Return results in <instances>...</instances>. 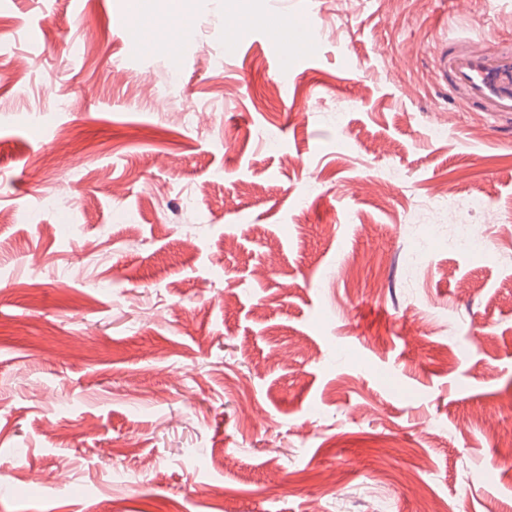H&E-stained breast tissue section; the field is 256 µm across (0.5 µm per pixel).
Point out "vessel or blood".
<instances>
[{
	"mask_svg": "<svg viewBox=\"0 0 512 512\" xmlns=\"http://www.w3.org/2000/svg\"><path fill=\"white\" fill-rule=\"evenodd\" d=\"M435 68L467 109L512 115V49L486 37H452L438 49Z\"/></svg>",
	"mask_w": 512,
	"mask_h": 512,
	"instance_id": "vessel-or-blood-1",
	"label": "vessel or blood"
}]
</instances>
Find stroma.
<instances>
[{"label":"stroma","instance_id":"35a3bbf8","mask_svg":"<svg viewBox=\"0 0 512 512\" xmlns=\"http://www.w3.org/2000/svg\"><path fill=\"white\" fill-rule=\"evenodd\" d=\"M243 11L0 0V512H512V122L433 62L512 0Z\"/></svg>","mask_w":512,"mask_h":512}]
</instances>
